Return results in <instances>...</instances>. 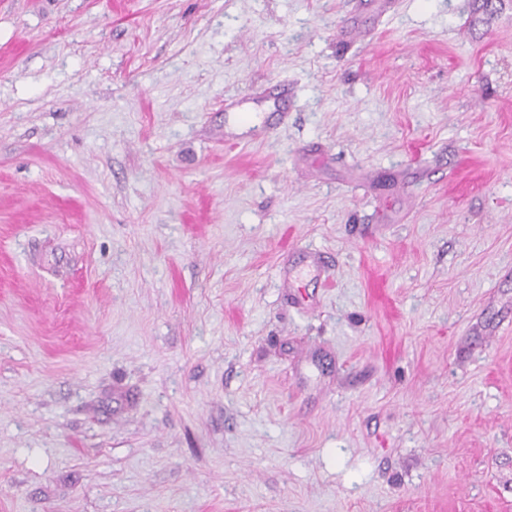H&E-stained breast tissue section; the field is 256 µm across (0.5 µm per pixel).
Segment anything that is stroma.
Wrapping results in <instances>:
<instances>
[{
	"label": "stroma",
	"instance_id": "35a3bbf8",
	"mask_svg": "<svg viewBox=\"0 0 512 512\" xmlns=\"http://www.w3.org/2000/svg\"><path fill=\"white\" fill-rule=\"evenodd\" d=\"M0 512H512V0H0Z\"/></svg>",
	"mask_w": 512,
	"mask_h": 512
}]
</instances>
